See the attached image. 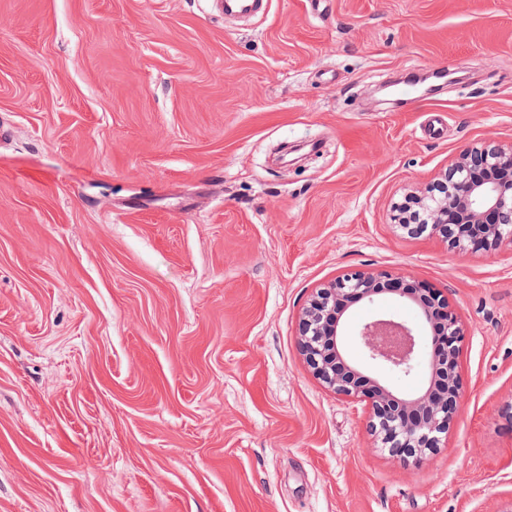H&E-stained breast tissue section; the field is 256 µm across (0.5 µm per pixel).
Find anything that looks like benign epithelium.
I'll return each instance as SVG.
<instances>
[{
  "label": "benign epithelium",
  "instance_id": "1",
  "mask_svg": "<svg viewBox=\"0 0 512 512\" xmlns=\"http://www.w3.org/2000/svg\"><path fill=\"white\" fill-rule=\"evenodd\" d=\"M409 237H440L459 251L496 252L512 242V147L463 152L424 188L395 206ZM389 293L416 307L419 323L381 312L358 325L351 353L347 323L359 304ZM466 335L448 298L387 271L349 270L316 289L298 323V346L313 376L336 396L364 404L378 447L404 461L440 447L460 413V356ZM426 368L423 385L401 392L389 377Z\"/></svg>",
  "mask_w": 512,
  "mask_h": 512
}]
</instances>
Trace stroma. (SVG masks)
I'll use <instances>...</instances> for the list:
<instances>
[{
    "label": "stroma",
    "instance_id": "obj_1",
    "mask_svg": "<svg viewBox=\"0 0 512 512\" xmlns=\"http://www.w3.org/2000/svg\"><path fill=\"white\" fill-rule=\"evenodd\" d=\"M434 69L464 80L424 92ZM512 145V0H0V512H512V244L392 203ZM346 269L467 328L416 464L297 345Z\"/></svg>",
    "mask_w": 512,
    "mask_h": 512
}]
</instances>
